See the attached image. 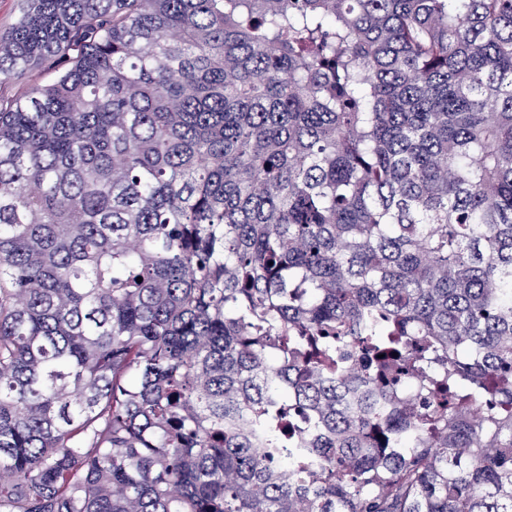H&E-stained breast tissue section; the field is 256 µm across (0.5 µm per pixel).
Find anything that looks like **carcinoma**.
<instances>
[{
	"label": "carcinoma",
	"instance_id": "1",
	"mask_svg": "<svg viewBox=\"0 0 512 512\" xmlns=\"http://www.w3.org/2000/svg\"><path fill=\"white\" fill-rule=\"evenodd\" d=\"M26 4L0 512H512V0Z\"/></svg>",
	"mask_w": 512,
	"mask_h": 512
}]
</instances>
